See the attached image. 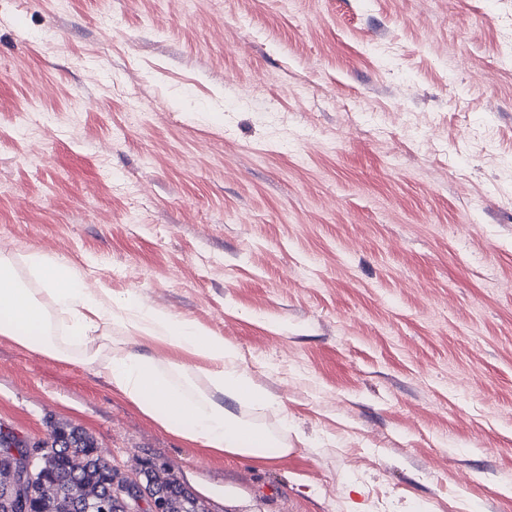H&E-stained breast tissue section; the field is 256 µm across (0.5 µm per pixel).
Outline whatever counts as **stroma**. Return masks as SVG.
<instances>
[{
    "instance_id": "stroma-1",
    "label": "stroma",
    "mask_w": 512,
    "mask_h": 512,
    "mask_svg": "<svg viewBox=\"0 0 512 512\" xmlns=\"http://www.w3.org/2000/svg\"><path fill=\"white\" fill-rule=\"evenodd\" d=\"M512 0H0V251L234 344L293 450L0 335V423L210 512H512ZM135 495L149 505L146 512H209L203 500L187 489L172 467L144 466L136 471ZM141 500L132 501L134 512L142 511Z\"/></svg>"
}]
</instances>
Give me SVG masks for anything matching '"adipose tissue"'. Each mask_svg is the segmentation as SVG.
I'll use <instances>...</instances> for the list:
<instances>
[{"instance_id":"adipose-tissue-1","label":"adipose tissue","mask_w":512,"mask_h":512,"mask_svg":"<svg viewBox=\"0 0 512 512\" xmlns=\"http://www.w3.org/2000/svg\"><path fill=\"white\" fill-rule=\"evenodd\" d=\"M19 275L0 253V335L52 359L77 356L106 374L112 388L163 430L204 447L252 460L289 453L287 431L272 432L228 409L279 410L240 364L238 349L196 323L175 318L135 295L112 298L84 288L61 260L33 252ZM119 323L123 337L107 332ZM160 343L201 359V367L159 361L131 347Z\"/></svg>"}]
</instances>
